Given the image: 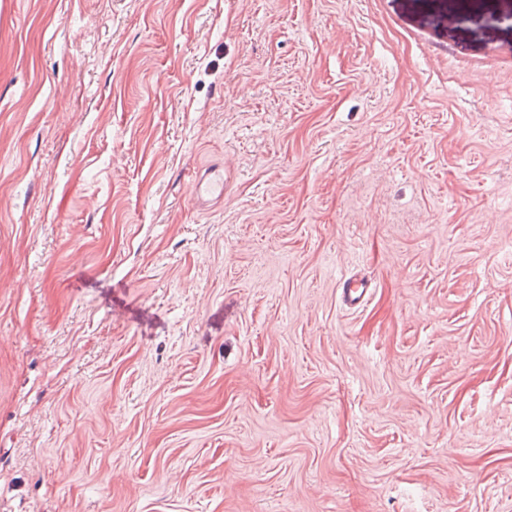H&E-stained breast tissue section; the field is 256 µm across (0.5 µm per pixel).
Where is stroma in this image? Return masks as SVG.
Listing matches in <instances>:
<instances>
[{"instance_id":"1","label":"stroma","mask_w":512,"mask_h":512,"mask_svg":"<svg viewBox=\"0 0 512 512\" xmlns=\"http://www.w3.org/2000/svg\"><path fill=\"white\" fill-rule=\"evenodd\" d=\"M490 2L0 0V512H512ZM227 180L224 164L211 166L203 174H199L193 179L192 202L199 208H204L208 203L223 198ZM372 282L367 276L354 280L344 278L340 286V298L343 306L349 310L360 308L371 293Z\"/></svg>"}]
</instances>
